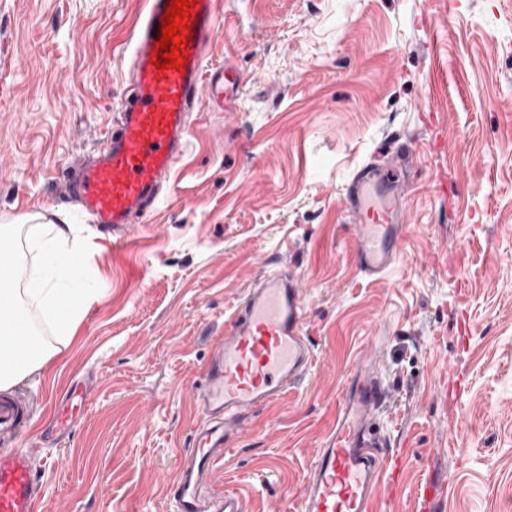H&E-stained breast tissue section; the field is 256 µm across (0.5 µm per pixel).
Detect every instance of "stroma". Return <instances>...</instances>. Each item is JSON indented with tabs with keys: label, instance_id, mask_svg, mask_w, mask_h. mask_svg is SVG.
Returning <instances> with one entry per match:
<instances>
[{
	"label": "stroma",
	"instance_id": "obj_1",
	"mask_svg": "<svg viewBox=\"0 0 512 512\" xmlns=\"http://www.w3.org/2000/svg\"><path fill=\"white\" fill-rule=\"evenodd\" d=\"M208 62L236 65L235 111L200 105L154 212L119 248L62 189L110 144L132 97L143 0H0V222H68L95 301L48 366L6 391L27 419L44 512H171L163 483L197 420L190 389L224 318L284 250L315 362L249 414L216 489L248 512H299L357 356L379 343L385 444L403 449L397 506L512 512V0H222ZM397 167L410 221L382 278L355 259L344 188ZM88 377L65 436L53 411ZM464 379L466 391L448 389ZM468 449L458 453L460 438Z\"/></svg>",
	"mask_w": 512,
	"mask_h": 512
}]
</instances>
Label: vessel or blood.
I'll list each match as a JSON object with an SVG mask.
<instances>
[{
  "label": "vessel or blood",
  "instance_id": "b4317fda",
  "mask_svg": "<svg viewBox=\"0 0 512 512\" xmlns=\"http://www.w3.org/2000/svg\"><path fill=\"white\" fill-rule=\"evenodd\" d=\"M169 0H145L129 43L134 99L123 107L119 132L109 150L80 162L68 191L90 223L121 231L158 198L159 186L181 155L188 116L199 96L211 107L232 111L239 96L232 64L206 68L212 37L219 31L218 0H196L184 66L157 69L155 49ZM343 210L356 228L359 270L383 276L402 251L408 221L402 187L387 174L364 167L343 196ZM263 279L236 305L224 334L211 347L203 381L190 390L198 422L192 445L183 449L173 479L165 485L172 512H247L244 494L210 492L229 439L246 429L251 412L271 406L295 386L314 363L298 279L286 273L283 253L264 259ZM376 352L360 356L345 394L300 495L301 512H370L378 489L399 481L372 427L389 399L377 369ZM89 389L80 401L55 408L57 431L71 430L82 417ZM45 488L27 448H0V512H41Z\"/></svg>",
  "mask_w": 512,
  "mask_h": 512
}]
</instances>
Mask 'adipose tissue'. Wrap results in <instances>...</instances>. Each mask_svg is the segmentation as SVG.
Wrapping results in <instances>:
<instances>
[{"label":"adipose tissue","instance_id":"ef3b65f1","mask_svg":"<svg viewBox=\"0 0 512 512\" xmlns=\"http://www.w3.org/2000/svg\"><path fill=\"white\" fill-rule=\"evenodd\" d=\"M28 246L38 261L31 268L26 287H0V337L11 335L14 324L27 322L33 309L51 326L55 336H71L74 326L89 310L93 297L86 288L53 287L50 279L77 278L74 255L79 246L62 225L52 223L37 225ZM52 355L42 340L31 351L19 348L7 354L0 352V390L43 368Z\"/></svg>","mask_w":512,"mask_h":512}]
</instances>
